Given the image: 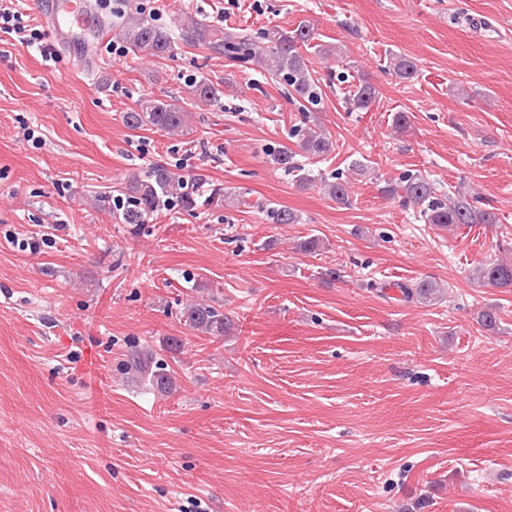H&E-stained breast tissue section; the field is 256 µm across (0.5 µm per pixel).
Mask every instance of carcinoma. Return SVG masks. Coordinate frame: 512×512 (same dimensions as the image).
<instances>
[{"label": "carcinoma", "mask_w": 512, "mask_h": 512, "mask_svg": "<svg viewBox=\"0 0 512 512\" xmlns=\"http://www.w3.org/2000/svg\"><path fill=\"white\" fill-rule=\"evenodd\" d=\"M115 35L131 50L155 57H172L178 41L201 46L224 53V57L246 70L260 66L279 77L287 86V94L301 103L304 108L302 125L295 129L300 137L301 149L312 157H322L332 149V142L319 130L307 126L311 115L320 109L322 90L307 67L301 49L311 45L315 32L304 22L295 29H272L254 36L245 30H222L206 22H196L191 28L177 36L169 30L142 17H128L115 30ZM388 71L402 79H410L416 72V64L410 58L396 55L390 58ZM190 94L203 104L218 102L219 91L211 83L194 80L190 83ZM378 90L368 82L355 86L347 98L352 110H367L376 101ZM187 112L178 99H163L146 96L136 107L123 115L125 126L131 130L143 127H156L173 131L185 125ZM272 161L288 171H299L292 152L282 149L270 152ZM330 198L339 205L350 204L348 183L341 179L324 183ZM385 192L400 194L403 204L420 207L425 223L440 227L466 224H495L496 214L482 210L470 202L466 196H447L436 193L435 189L419 175L407 174L397 185L389 184ZM224 196L222 189L212 188L209 193L189 189L185 180L170 168L158 165L147 170L143 176L133 178L127 187L126 202L121 206L118 219L123 224L136 226L147 223L158 210L180 206L193 210L207 206ZM268 219L274 224H296L298 216L286 207L267 210ZM475 278L482 283L498 288H512V263L493 262L475 268ZM407 299L415 298L429 303L437 298V284L423 279L412 288L400 286ZM181 317L187 325L212 336H222L230 326L224 313L212 305L192 304L184 308ZM139 378L148 380L160 391L170 385V377L160 367L153 365L152 356L139 352L130 361Z\"/></svg>", "instance_id": "obj_1"}]
</instances>
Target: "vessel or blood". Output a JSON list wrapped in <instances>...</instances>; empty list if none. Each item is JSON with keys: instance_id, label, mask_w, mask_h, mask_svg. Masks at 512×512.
I'll list each match as a JSON object with an SVG mask.
<instances>
[{"instance_id": "vessel-or-blood-1", "label": "vessel or blood", "mask_w": 512, "mask_h": 512, "mask_svg": "<svg viewBox=\"0 0 512 512\" xmlns=\"http://www.w3.org/2000/svg\"><path fill=\"white\" fill-rule=\"evenodd\" d=\"M36 6L56 48L69 50L85 66H93L94 48L105 38L106 27L90 0H37Z\"/></svg>"}]
</instances>
